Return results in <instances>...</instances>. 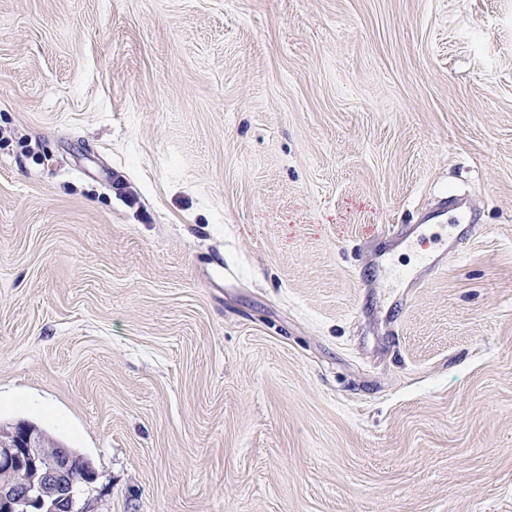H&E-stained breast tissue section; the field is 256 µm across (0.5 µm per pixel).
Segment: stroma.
<instances>
[{"label":"stroma","instance_id":"obj_1","mask_svg":"<svg viewBox=\"0 0 512 512\" xmlns=\"http://www.w3.org/2000/svg\"><path fill=\"white\" fill-rule=\"evenodd\" d=\"M19 422L82 512H512V0H0Z\"/></svg>","mask_w":512,"mask_h":512}]
</instances>
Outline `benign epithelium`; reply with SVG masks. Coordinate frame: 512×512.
Listing matches in <instances>:
<instances>
[{
    "label": "benign epithelium",
    "mask_w": 512,
    "mask_h": 512,
    "mask_svg": "<svg viewBox=\"0 0 512 512\" xmlns=\"http://www.w3.org/2000/svg\"><path fill=\"white\" fill-rule=\"evenodd\" d=\"M76 458L67 448L44 447L26 427L0 443V469L18 476L0 483V512H77Z\"/></svg>",
    "instance_id": "1"
}]
</instances>
